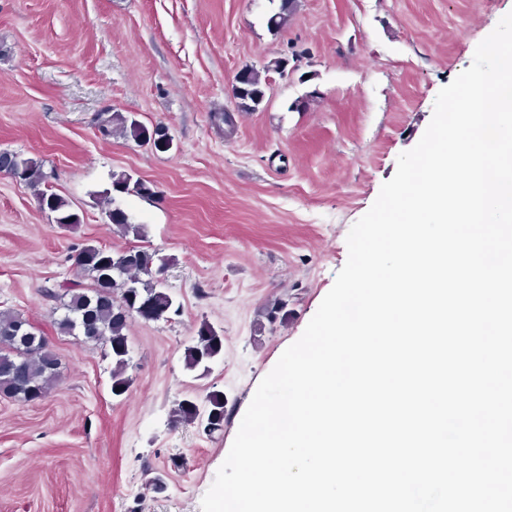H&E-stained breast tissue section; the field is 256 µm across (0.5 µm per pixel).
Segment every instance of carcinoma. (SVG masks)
Masks as SVG:
<instances>
[{"instance_id":"carcinoma-1","label":"carcinoma","mask_w":512,"mask_h":512,"mask_svg":"<svg viewBox=\"0 0 512 512\" xmlns=\"http://www.w3.org/2000/svg\"><path fill=\"white\" fill-rule=\"evenodd\" d=\"M297 10V0H279L277 7L267 19L271 30L284 27ZM281 70V61L264 66L242 70L236 82L233 97L236 110L253 112L262 105L266 97L268 79L265 74ZM98 131L103 136L119 133L137 142L152 141V132L135 119L119 112H103L98 116ZM18 179L37 188L46 183L47 175L43 163L33 158L23 159ZM112 188L97 196V204L108 217L110 224L125 234L138 238L144 235V226L131 222L129 215L117 204V196L134 194L140 197L153 195L151 187L140 179L126 173L111 176ZM41 208L54 215L53 223L74 226L81 223L80 216L70 209L66 199L48 192H38ZM156 252L128 248L113 251L105 247L87 244L75 256L74 266L79 274L92 279L89 288L68 289L59 294L53 289L44 290V295L56 303L54 310L62 311L55 319L57 331L67 336H78L70 316L75 311L86 314L87 334L84 344H105L112 356V388L125 392L131 383L126 376L127 336L129 323L136 317L145 321H159L170 318L175 309L174 299L159 286L152 277ZM149 276L144 280L141 275ZM22 317L10 310L0 311V340L12 334ZM38 343L23 351L13 347L0 346V392L12 397L30 401L47 396L57 385L60 374V360L48 346L42 334L30 328ZM222 350V338L211 329L199 331L194 345L184 355V368L189 372L206 373L209 363ZM19 361L24 368V382H19L13 371V362ZM198 418L196 405L191 402L178 404L173 411V422H195Z\"/></svg>"}]
</instances>
